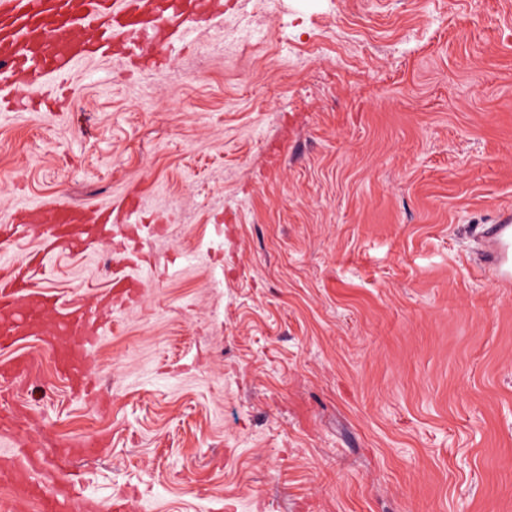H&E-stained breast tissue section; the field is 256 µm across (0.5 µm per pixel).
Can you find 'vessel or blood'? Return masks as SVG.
<instances>
[{"label":"vessel or blood","mask_w":512,"mask_h":512,"mask_svg":"<svg viewBox=\"0 0 512 512\" xmlns=\"http://www.w3.org/2000/svg\"><path fill=\"white\" fill-rule=\"evenodd\" d=\"M209 11V0H0V87L75 70L95 55L84 38L87 30L111 32L113 39L124 40L127 55L136 57L167 31L189 29L192 20ZM52 219L62 230L78 223L81 211L61 196L53 202ZM479 236L486 244L480 260L483 276L498 288L511 289L512 209L498 210ZM49 254L40 243L24 259L0 257L1 376L18 378L33 370L34 359H5L1 353L15 346L19 336L39 333L47 316H55L59 332L69 336L98 332L93 317L69 311L60 296L40 290L26 273L27 263L45 261ZM56 358L63 370L82 374L83 345L57 352ZM14 419L11 405L1 403L0 488L8 491L10 503L32 505L35 512H87L88 503L71 483L47 468L41 449L28 447L19 454L9 449ZM103 442L99 435L65 442L61 453L91 455Z\"/></svg>","instance_id":"1"}]
</instances>
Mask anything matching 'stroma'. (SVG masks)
I'll return each mask as SVG.
<instances>
[{"mask_svg":"<svg viewBox=\"0 0 512 512\" xmlns=\"http://www.w3.org/2000/svg\"><path fill=\"white\" fill-rule=\"evenodd\" d=\"M146 57L0 90V251L20 203L130 214L39 283L114 292L75 394L39 339L16 440L102 435L124 512H512V0H222ZM479 237L486 243L481 253L480 270L497 288H512V209L496 212L490 224L480 227Z\"/></svg>","mask_w":512,"mask_h":512,"instance_id":"stroma-1","label":"stroma"}]
</instances>
